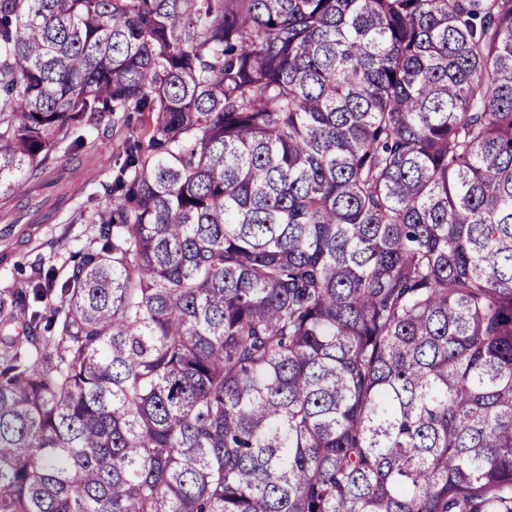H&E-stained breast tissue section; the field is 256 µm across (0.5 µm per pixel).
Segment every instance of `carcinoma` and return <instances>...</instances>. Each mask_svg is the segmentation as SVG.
Segmentation results:
<instances>
[{"label": "carcinoma", "instance_id": "cac0c4a2", "mask_svg": "<svg viewBox=\"0 0 512 512\" xmlns=\"http://www.w3.org/2000/svg\"><path fill=\"white\" fill-rule=\"evenodd\" d=\"M131 113L0 512H512V0H0L1 195Z\"/></svg>", "mask_w": 512, "mask_h": 512}]
</instances>
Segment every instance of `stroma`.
<instances>
[{"mask_svg": "<svg viewBox=\"0 0 512 512\" xmlns=\"http://www.w3.org/2000/svg\"><path fill=\"white\" fill-rule=\"evenodd\" d=\"M122 155L115 136L101 147L57 154L38 184L11 194L7 218H0V292L36 279L39 268L58 280L71 272L70 256L94 237L86 216L107 201L104 190Z\"/></svg>", "mask_w": 512, "mask_h": 512, "instance_id": "obj_1", "label": "stroma"}]
</instances>
